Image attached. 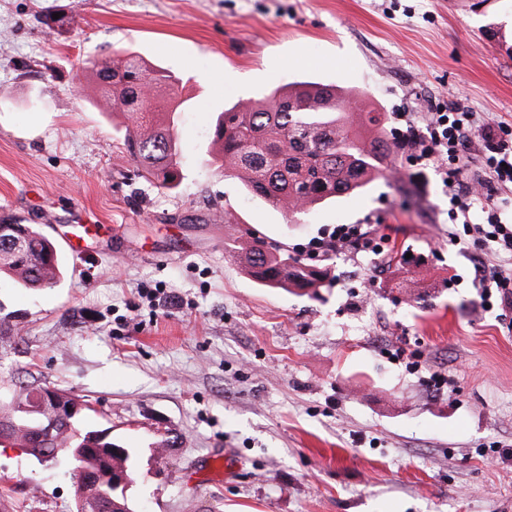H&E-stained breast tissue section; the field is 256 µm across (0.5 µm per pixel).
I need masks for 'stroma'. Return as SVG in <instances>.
Masks as SVG:
<instances>
[{"instance_id":"obj_1","label":"stroma","mask_w":512,"mask_h":512,"mask_svg":"<svg viewBox=\"0 0 512 512\" xmlns=\"http://www.w3.org/2000/svg\"><path fill=\"white\" fill-rule=\"evenodd\" d=\"M115 51L186 81L178 192L138 176L98 94L89 61ZM304 78L363 94L395 136L457 106L512 129V0H0V223L91 227L56 286L0 277V377L79 397L136 449L135 512H512V308L479 307L435 168L401 152L398 177L292 223L205 162L224 107ZM485 154L469 180L512 205ZM340 224L374 225L384 253L329 252L298 294L226 252L258 236L294 255ZM217 450L224 477L200 467ZM1 491L11 512H75L70 465L10 444Z\"/></svg>"}]
</instances>
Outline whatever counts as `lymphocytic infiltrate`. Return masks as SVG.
<instances>
[{
    "label": "lymphocytic infiltrate",
    "mask_w": 512,
    "mask_h": 512,
    "mask_svg": "<svg viewBox=\"0 0 512 512\" xmlns=\"http://www.w3.org/2000/svg\"><path fill=\"white\" fill-rule=\"evenodd\" d=\"M500 132L495 122L476 124L470 112L456 109L435 112L429 118L427 139L414 143L415 159L419 164L434 166L439 173L454 223L448 232L449 241H458L466 235L484 248L512 256V221L491 212L485 222H473L471 205L477 192L464 181L466 151L473 137L478 136L489 152L487 166L492 178L512 184V147L502 142Z\"/></svg>",
    "instance_id": "1"
}]
</instances>
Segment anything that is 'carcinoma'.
<instances>
[{
    "label": "carcinoma",
    "mask_w": 512,
    "mask_h": 512,
    "mask_svg": "<svg viewBox=\"0 0 512 512\" xmlns=\"http://www.w3.org/2000/svg\"><path fill=\"white\" fill-rule=\"evenodd\" d=\"M91 69L112 98V111L131 119L123 146L140 176L157 189L175 192L186 178L184 145L177 131L180 101L157 105L158 92L182 84L173 72L152 66L133 52L90 61ZM238 101L224 109L210 133L207 156L238 179L247 193L293 217L317 205L356 193L374 178L396 168L401 145L386 132L385 113L371 105L352 111L350 98L333 85L293 82ZM14 236L24 245L0 235V273L26 288L55 286L63 274V260L55 242L31 224H21ZM248 273L269 288H313L324 277L315 265L269 250L253 238L245 246H231ZM40 389L9 387L0 394V430L30 456L61 448H87L95 459L91 475L99 481L109 469L133 472L135 452L108 454L90 442L94 430L82 417L63 415L51 434L42 433L40 414L22 405Z\"/></svg>",
    "instance_id": "carcinoma-1"
}]
</instances>
